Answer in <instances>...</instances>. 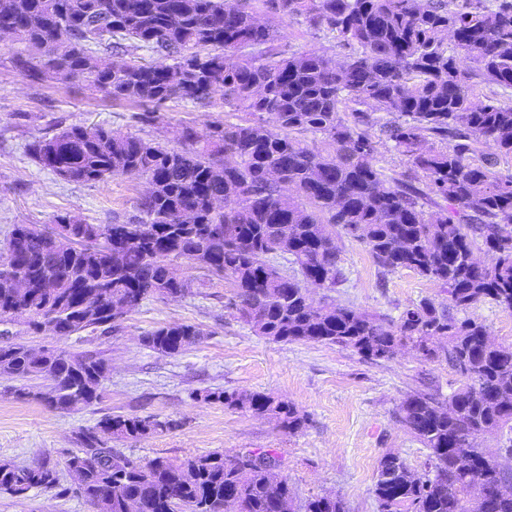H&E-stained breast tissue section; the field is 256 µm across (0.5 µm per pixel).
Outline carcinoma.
Listing matches in <instances>:
<instances>
[{"label":"carcinoma","instance_id":"obj_1","mask_svg":"<svg viewBox=\"0 0 512 512\" xmlns=\"http://www.w3.org/2000/svg\"><path fill=\"white\" fill-rule=\"evenodd\" d=\"M261 21L248 0H0V29L28 54L14 58L33 83L82 82L115 101L150 106L204 103L220 96L225 118L200 135L179 123V145L133 133L61 126L27 152L73 184L149 178L137 214L110 224L60 218L61 232L14 225L0 250V323L20 305L28 330L45 322L67 338L115 331L112 306L191 288L178 262L231 282L227 308L276 342H311L388 360L411 344L424 358L441 344L461 384L443 405L414 393L402 423L428 451L422 474L398 456L378 465L377 512H459L465 499L485 512H512V349L487 326L456 317L490 301L512 314V99L480 100L474 80L512 89V0H264ZM296 19L349 50L344 61L317 51L288 54L277 19ZM172 58L173 73L145 54ZM390 120L380 123L375 113ZM407 157L411 173L387 180L373 163V128ZM320 135L315 150L299 138ZM495 152L487 153L484 147ZM367 247L382 272L409 269L442 285L448 303L422 299L396 321L341 305H312L307 289L344 281L336 236ZM112 240L111 255L77 248ZM484 246L488 260L474 261ZM285 259L288 267L280 265ZM30 282L20 299L10 285ZM188 323L161 326L147 347L176 356L200 340ZM107 373L92 354L38 357L0 341V375L23 382L18 397L60 411L94 405ZM43 379L48 390L29 381ZM210 403L273 418L295 431L305 417L265 393L210 391ZM162 429L151 417L113 414L77 435L67 460L77 491L99 512H347L336 496L294 504L288 479L269 456L210 452L179 464L145 462L107 446ZM500 436L484 448L481 435ZM46 466L0 462V491L53 489Z\"/></svg>","mask_w":512,"mask_h":512}]
</instances>
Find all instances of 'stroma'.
Listing matches in <instances>:
<instances>
[{"label": "stroma", "mask_w": 512, "mask_h": 512, "mask_svg": "<svg viewBox=\"0 0 512 512\" xmlns=\"http://www.w3.org/2000/svg\"><path fill=\"white\" fill-rule=\"evenodd\" d=\"M280 44L289 53L316 50L336 58L345 51L300 22L280 21ZM20 46L0 42V245L16 224L51 231L68 215L90 224L136 213L143 183L115 179L95 185L68 184L42 169L26 153L33 138L81 124L131 132L176 144L179 122L206 133L224 114L221 99L206 105L171 102L151 124L137 122L136 109L112 102L82 83L31 82L14 66ZM337 245L345 280L332 291L314 290L315 300L336 302L397 319L421 299L446 301L443 288L418 273H381L364 244L344 236ZM180 269L192 283L184 297L151 298L121 320L118 331H84L61 339L9 327L10 338L31 348L88 352L108 364L102 396L93 406L60 412L18 398L15 380L0 376V462L49 464L59 476L51 490L16 496L0 492V512H98L75 491L66 461L78 448L79 430L112 414L152 417L164 428L118 443L124 455L181 462L213 451L253 450L276 457L296 497L340 496L348 512H377L373 489L380 459L399 456L414 471L424 469L427 451L400 421L399 406L410 394L426 392L447 400L459 377L445 358L428 360L411 347L388 360H369L334 346L274 342L255 333L226 303L227 281L196 266ZM186 322L202 333L199 343L168 357L148 348L143 336L158 327ZM261 392L293 403L306 415L290 433L275 421L244 410L205 402L208 390Z\"/></svg>", "instance_id": "1"}]
</instances>
